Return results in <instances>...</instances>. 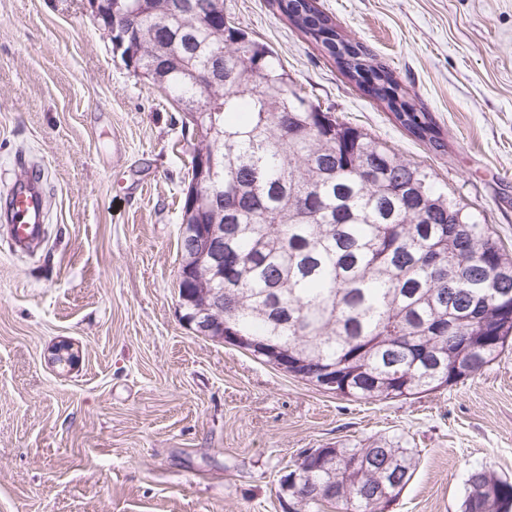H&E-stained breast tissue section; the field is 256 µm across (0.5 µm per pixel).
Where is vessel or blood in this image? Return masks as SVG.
I'll list each match as a JSON object with an SVG mask.
<instances>
[{
  "mask_svg": "<svg viewBox=\"0 0 512 512\" xmlns=\"http://www.w3.org/2000/svg\"><path fill=\"white\" fill-rule=\"evenodd\" d=\"M6 206L15 244L18 248H25L45 222L44 192L40 176L31 174L15 183L6 194Z\"/></svg>",
  "mask_w": 512,
  "mask_h": 512,
  "instance_id": "vessel-or-blood-1",
  "label": "vessel or blood"
}]
</instances>
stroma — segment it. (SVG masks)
<instances>
[{
	"label": "stroma",
	"mask_w": 512,
	"mask_h": 512,
	"mask_svg": "<svg viewBox=\"0 0 512 512\" xmlns=\"http://www.w3.org/2000/svg\"><path fill=\"white\" fill-rule=\"evenodd\" d=\"M445 141L410 136L272 0H224L322 110L431 171L512 248V0H317ZM194 139L82 0H0V196L27 168L43 242L0 226V512H285L311 448L378 438L415 474L386 512H461L470 474L512 479V346L406 399L325 391L196 335L178 306ZM71 340L73 367L48 360Z\"/></svg>",
	"instance_id": "stroma-1"
}]
</instances>
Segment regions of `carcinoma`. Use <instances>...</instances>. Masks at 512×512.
I'll return each instance as SVG.
<instances>
[{
	"instance_id": "cac0c4a2",
	"label": "carcinoma",
	"mask_w": 512,
	"mask_h": 512,
	"mask_svg": "<svg viewBox=\"0 0 512 512\" xmlns=\"http://www.w3.org/2000/svg\"><path fill=\"white\" fill-rule=\"evenodd\" d=\"M116 2L141 15L140 37L116 35L125 62L180 111L205 113L194 150L214 156L217 177L196 223L224 225V258L239 270L224 291V321L303 347L312 366L361 370L338 395L365 401L454 385L459 363L473 377L512 345V252L431 172L303 95L273 51L224 14V0ZM277 8L411 136L444 147L431 115L316 0ZM210 14L224 28H212ZM158 44L169 47L163 62ZM203 66L215 75L204 97L192 81ZM493 278L502 280L494 300ZM416 466L409 448H338L329 473L298 465L303 486L333 492L295 512H369L365 495L396 472L408 484ZM462 512H512V480L472 472Z\"/></svg>"
}]
</instances>
